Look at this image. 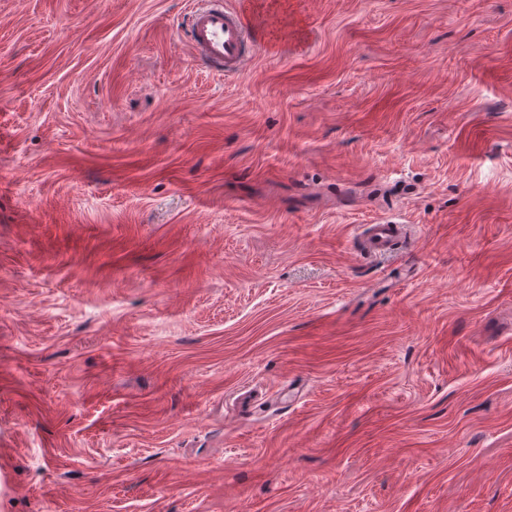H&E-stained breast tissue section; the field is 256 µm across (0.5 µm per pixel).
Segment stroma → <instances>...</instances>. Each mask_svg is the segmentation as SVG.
Here are the masks:
<instances>
[{
	"mask_svg": "<svg viewBox=\"0 0 512 512\" xmlns=\"http://www.w3.org/2000/svg\"><path fill=\"white\" fill-rule=\"evenodd\" d=\"M187 2L0 0V512H512V0ZM184 36L195 58L224 77L242 75L259 52L244 6L223 0L198 1L188 12Z\"/></svg>",
	"mask_w": 512,
	"mask_h": 512,
	"instance_id": "1",
	"label": "stroma"
}]
</instances>
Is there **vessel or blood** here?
<instances>
[{"label":"vessel or blood","instance_id":"vessel-or-blood-1","mask_svg":"<svg viewBox=\"0 0 512 512\" xmlns=\"http://www.w3.org/2000/svg\"><path fill=\"white\" fill-rule=\"evenodd\" d=\"M184 36L197 60L228 77L242 75L259 51L246 9L225 0H197Z\"/></svg>","mask_w":512,"mask_h":512}]
</instances>
